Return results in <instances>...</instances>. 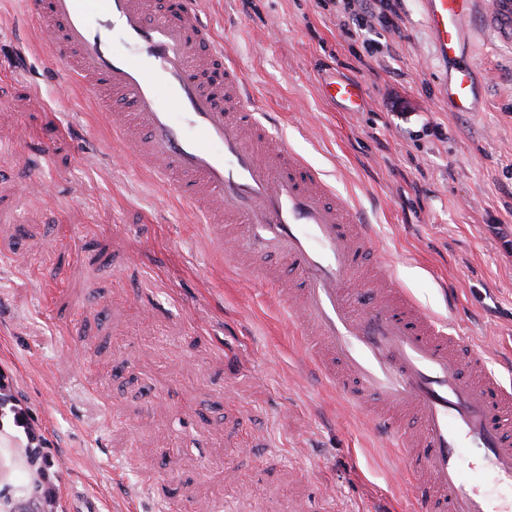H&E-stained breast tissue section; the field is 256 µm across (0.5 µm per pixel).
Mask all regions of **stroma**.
I'll list each match as a JSON object with an SVG mask.
<instances>
[{"label": "stroma", "instance_id": "35a3bbf8", "mask_svg": "<svg viewBox=\"0 0 512 512\" xmlns=\"http://www.w3.org/2000/svg\"><path fill=\"white\" fill-rule=\"evenodd\" d=\"M197 0L258 108L374 224L366 273L475 344L512 351V53L479 49L486 105L452 112L421 0ZM399 15V32L382 25ZM378 43L367 54L363 39ZM0 0V366L46 428L67 512H410L366 407L333 393L204 206L118 164L103 109ZM363 84L358 112L321 95Z\"/></svg>", "mask_w": 512, "mask_h": 512}]
</instances>
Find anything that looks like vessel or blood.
<instances>
[{
    "mask_svg": "<svg viewBox=\"0 0 512 512\" xmlns=\"http://www.w3.org/2000/svg\"><path fill=\"white\" fill-rule=\"evenodd\" d=\"M42 39L66 64L75 87L107 102L123 152L159 173L178 197L206 198L210 245L224 246L237 225L253 262L281 254L302 286L294 312L312 329L309 358L345 401L404 412L395 422L372 412L401 457L399 473L416 512H512L479 493L477 475L512 486V383L491 369V352L454 335L395 281L357 299L365 250L378 241L358 206L337 193L275 134L277 119L258 112L227 64L213 23L195 0L162 11L156 0H28ZM435 56L448 65L441 95L452 112L482 107L480 73L468 42L512 48V0H422ZM327 99L359 111L356 81L323 84Z\"/></svg>",
    "mask_w": 512,
    "mask_h": 512,
    "instance_id": "vessel-or-blood-1",
    "label": "vessel or blood"
}]
</instances>
